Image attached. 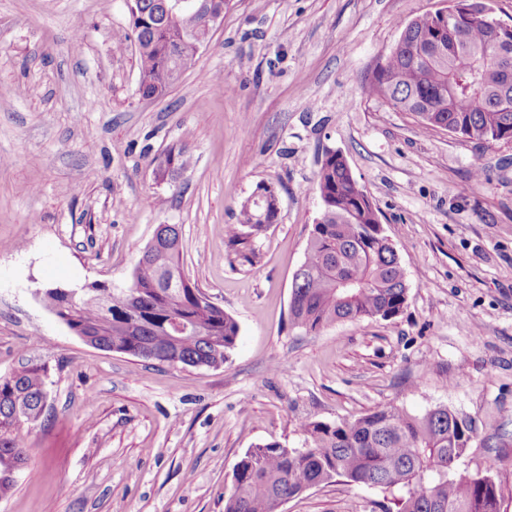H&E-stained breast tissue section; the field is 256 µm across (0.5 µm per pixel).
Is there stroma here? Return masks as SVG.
Instances as JSON below:
<instances>
[{
	"mask_svg": "<svg viewBox=\"0 0 512 512\" xmlns=\"http://www.w3.org/2000/svg\"><path fill=\"white\" fill-rule=\"evenodd\" d=\"M445 4L233 0L195 67L145 100L125 0H0V377L48 369L43 415L12 430L25 462L0 512H224L248 448L389 405L472 418L458 471L512 468V141L424 135L363 92L400 25ZM186 133L195 167L157 183ZM328 150L368 192L408 290L394 318L309 333L289 308ZM262 182L280 213L247 261L224 227ZM161 224L181 225L186 277L239 324L221 367L91 347L37 295L128 286ZM389 504L339 480L279 512Z\"/></svg>",
	"mask_w": 512,
	"mask_h": 512,
	"instance_id": "35a3bbf8",
	"label": "stroma"
}]
</instances>
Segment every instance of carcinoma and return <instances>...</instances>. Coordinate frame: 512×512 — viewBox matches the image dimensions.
<instances>
[{
	"label": "carcinoma",
	"mask_w": 512,
	"mask_h": 512,
	"mask_svg": "<svg viewBox=\"0 0 512 512\" xmlns=\"http://www.w3.org/2000/svg\"><path fill=\"white\" fill-rule=\"evenodd\" d=\"M132 15L138 51V94L165 96L197 60L191 43L174 57L166 44L180 32L202 25L184 13L167 27H150L143 13L153 0H140ZM365 94L411 113L421 133L447 131L479 144L512 140V48L502 51L489 26L466 17L441 24L427 11L402 26L395 50L377 63ZM166 163L184 174L194 163L189 140L169 150ZM315 187L322 212L313 225L304 261L294 275L291 323L317 332L338 321L388 320L402 311L407 283L396 250L369 237L379 224L353 178L345 158L326 151ZM275 195L261 183L244 200L237 222L224 227L229 243L247 245L277 220ZM182 232L160 224L139 257L125 288L92 284L83 293L49 288L45 307L95 348L169 365L220 367L239 335L237 322L210 302L183 275ZM44 366L24 363L0 378V497L13 489L24 463L21 449L7 436L22 421L37 420L44 408ZM299 447L280 442L248 449L234 467L224 512H278L304 491L342 479L357 486L380 487L395 509L385 512H503L500 486L512 469L493 475L456 472L476 434L472 420L437 407L415 415L390 405L352 421H305Z\"/></svg>",
	"instance_id": "obj_1"
}]
</instances>
